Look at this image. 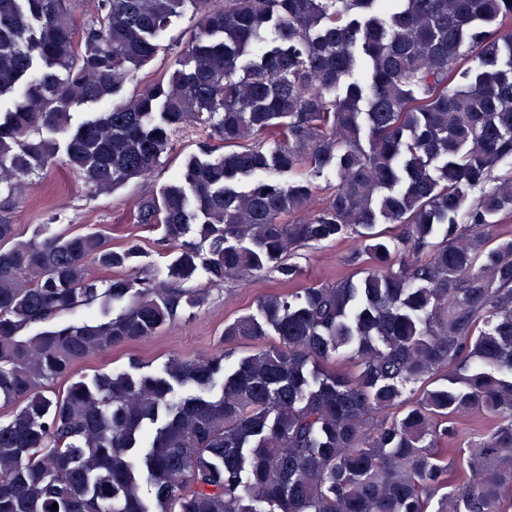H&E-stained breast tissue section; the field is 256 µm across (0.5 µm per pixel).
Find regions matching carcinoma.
I'll return each mask as SVG.
<instances>
[{
	"instance_id": "cac0c4a2",
	"label": "carcinoma",
	"mask_w": 512,
	"mask_h": 512,
	"mask_svg": "<svg viewBox=\"0 0 512 512\" xmlns=\"http://www.w3.org/2000/svg\"><path fill=\"white\" fill-rule=\"evenodd\" d=\"M187 4L199 19L179 68L124 95ZM97 13L78 31L70 0H0V194L60 156L94 192L147 179L188 124L224 153L190 156L138 205L177 244L169 282L128 274L132 242L18 240L0 217V401L17 405L0 422V512H509L512 237L489 239L512 213V0H98ZM88 102L106 108L68 133ZM326 170L336 186L318 204ZM191 224L197 242L182 240ZM345 238L370 267L224 323V345L258 342L237 362L133 361L52 390L202 305L206 289L179 285L198 268L212 284L290 283L298 250ZM88 262L113 272L105 287ZM100 296L119 307L110 320L22 335ZM341 350L351 374L330 368ZM473 412L494 424L462 438Z\"/></svg>"
}]
</instances>
